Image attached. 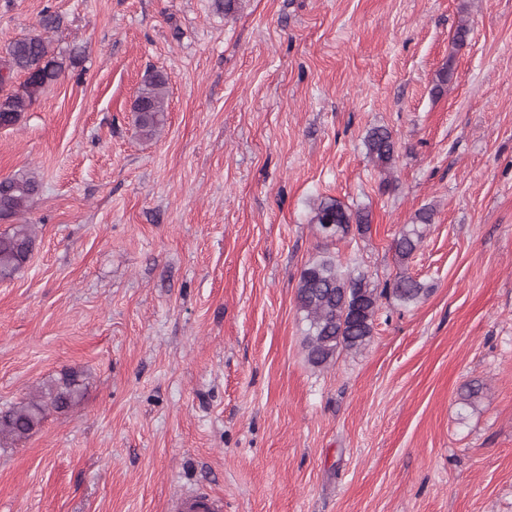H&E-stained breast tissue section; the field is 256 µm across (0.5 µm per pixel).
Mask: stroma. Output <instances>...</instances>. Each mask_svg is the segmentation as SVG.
Returning a JSON list of instances; mask_svg holds the SVG:
<instances>
[{"mask_svg":"<svg viewBox=\"0 0 512 512\" xmlns=\"http://www.w3.org/2000/svg\"><path fill=\"white\" fill-rule=\"evenodd\" d=\"M46 11L54 52L81 56L0 128V177L40 181L33 250L0 280V411L68 374L83 397L0 438V512H171L188 491L222 512H512V0H0V49ZM153 72L168 112L146 139ZM327 197L369 231L324 238ZM324 252L427 293L381 300L369 345L316 368L295 293ZM167 85V76L154 73L145 78L138 90L133 112L136 114V128L146 138L155 136L165 123ZM395 146L392 132L384 127L373 128L365 140L368 157L381 168V171L391 169L395 160ZM433 215L432 208L423 207L415 213L411 224L403 225L398 237L394 241L395 254L401 263L408 260L417 250L423 238V226L432 224Z\"/></svg>","mask_w":512,"mask_h":512,"instance_id":"35a3bbf8","label":"stroma"}]
</instances>
